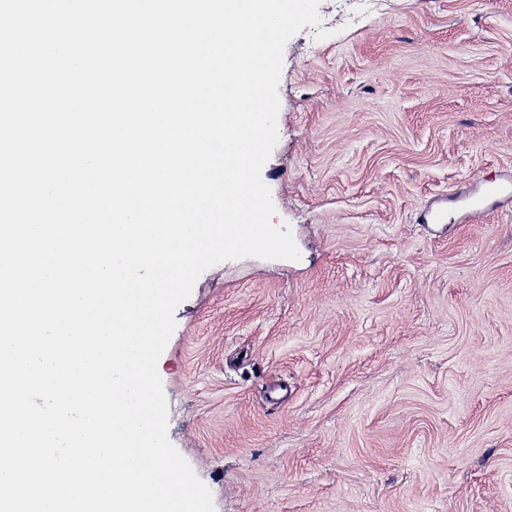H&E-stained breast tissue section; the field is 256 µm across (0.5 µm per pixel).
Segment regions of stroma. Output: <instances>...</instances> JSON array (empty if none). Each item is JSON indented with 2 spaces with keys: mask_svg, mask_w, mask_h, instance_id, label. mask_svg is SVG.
I'll use <instances>...</instances> for the list:
<instances>
[{
  "mask_svg": "<svg viewBox=\"0 0 512 512\" xmlns=\"http://www.w3.org/2000/svg\"><path fill=\"white\" fill-rule=\"evenodd\" d=\"M261 170L300 258L205 270L158 362L215 512H512V0H389L287 43ZM484 183L481 189L468 196L463 206L475 213L484 210L485 202L488 198H511L512 197V179L511 178H491L483 179Z\"/></svg>",
  "mask_w": 512,
  "mask_h": 512,
  "instance_id": "35a3bbf8",
  "label": "stroma"
}]
</instances>
